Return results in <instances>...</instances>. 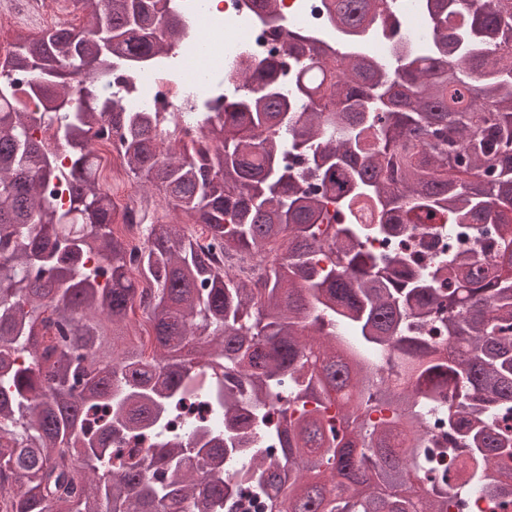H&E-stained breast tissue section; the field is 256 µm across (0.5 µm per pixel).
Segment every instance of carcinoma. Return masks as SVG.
<instances>
[{"label": "carcinoma", "mask_w": 512, "mask_h": 512, "mask_svg": "<svg viewBox=\"0 0 512 512\" xmlns=\"http://www.w3.org/2000/svg\"><path fill=\"white\" fill-rule=\"evenodd\" d=\"M80 2L84 25L20 34L0 67V512L511 508L512 0H426L438 21L463 17L456 46L387 71L290 39L304 55L293 97L269 58L191 142L157 141L151 114L86 89L72 103L61 59L100 79L113 56L183 37L171 14L158 28L160 0ZM331 18L352 38L382 22L378 0H334ZM18 72L38 76L26 94L42 111L19 101ZM105 117L124 131L128 173L209 238L142 199L150 356L128 324L139 286L112 233L123 215L90 147ZM38 130L67 145L69 167ZM60 179L66 207L50 198ZM328 200L346 213L364 201L377 223H338ZM399 224L495 232L424 269L364 247ZM274 248L258 281L228 270ZM436 313L445 347L421 333ZM203 367L237 372L250 400L224 391L222 433H165ZM273 416L276 457L245 436ZM433 418L448 422L435 437ZM147 430L159 447L113 470L116 445Z\"/></svg>", "instance_id": "obj_1"}]
</instances>
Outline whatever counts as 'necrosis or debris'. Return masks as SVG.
<instances>
[{"label":"necrosis or debris","instance_id":"obj_1","mask_svg":"<svg viewBox=\"0 0 512 512\" xmlns=\"http://www.w3.org/2000/svg\"><path fill=\"white\" fill-rule=\"evenodd\" d=\"M328 0H277L274 14L260 13L255 0H168L185 32L169 52L138 63L112 61V73L99 80L102 95L127 112L153 113L161 136L199 138L203 114L223 111L245 89L239 77L261 60L281 55L289 35L330 45L338 56L355 51L393 66L398 53L419 52L434 40L436 27L423 0H380L392 27L367 30L361 43L342 36L330 20ZM111 125L97 130L92 147L105 158L101 180L118 208L133 201L122 153Z\"/></svg>","mask_w":512,"mask_h":512}]
</instances>
